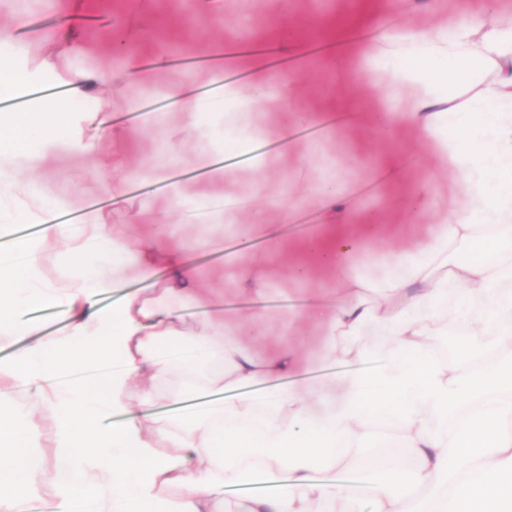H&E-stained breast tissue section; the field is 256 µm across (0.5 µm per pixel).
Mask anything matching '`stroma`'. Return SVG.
<instances>
[{
  "label": "stroma",
  "instance_id": "35a3bbf8",
  "mask_svg": "<svg viewBox=\"0 0 512 512\" xmlns=\"http://www.w3.org/2000/svg\"><path fill=\"white\" fill-rule=\"evenodd\" d=\"M270 0H193V15L185 17L182 0H111L108 9L94 24H87L86 14L74 11V0H0V34L8 35L12 45L23 54L22 70L49 76L67 83L80 73L88 82L66 100L57 102L55 111L42 115L45 126L55 127L59 115H67L69 126L58 129L56 138L43 137L27 130L22 148L12 152L8 166L15 171L36 172L38 191L28 194L17 189L0 190V224L36 223L43 204L51 203L96 223L108 225L118 239H130L132 251L113 272L119 285L140 288L141 295L161 299L168 277V265L157 262L151 274H143L137 249L159 243L168 256L193 260L201 288L189 295L172 299V306L183 311L195 327L207 324L223 328L247 314L253 306L263 308L261 337L248 349L260 360L278 355L283 342L299 347L296 370L289 385L318 384L330 374L346 378L371 371V360L326 358L329 328L316 327L304 320L305 310L317 302L333 300L335 281L322 269H315L308 279L291 277L287 268H269L262 275L266 283L257 295L242 285L240 269L263 253L265 235L253 223L260 200H267V224L279 232L284 248L297 249L304 241L320 233L323 208L311 192L314 175L340 177L352 185L373 186L369 200L354 212L357 223L386 222L396 227V239L370 238L350 254L364 278L378 282L382 261L394 249L396 240L420 253L435 245L443 236V220L449 210L463 199L460 181L442 176L448 166L435 137L425 135L406 124L396 127L399 141L410 149L401 158L399 171L376 164V154L387 146L370 130L347 125L340 111H329L327 104L336 88L354 80L362 96L359 110L403 114L412 111L424 93L421 86L401 84L386 91L387 74L379 59L381 49L402 55L415 49L409 33L432 26H445L457 19L469 0H435L434 8L405 7L399 23L380 40H357L360 56L352 72L340 64V52L317 61H306L301 48L288 49L292 61L288 71H271L273 91L262 104L246 113L240 123L204 122L198 100L180 101L178 107L160 112L155 121L129 134L117 132L99 136L90 117L93 112H127L139 101L169 94L176 81L165 66L171 51L204 55L216 50L234 54L238 44L236 30L245 25L262 28ZM288 9L300 23L301 36L317 34V20L350 13L352 0H288ZM38 21L52 15L66 21L71 36L62 40L37 38L35 31L22 32L13 25L16 14ZM140 57L142 76L130 84L106 85L113 73L122 71L127 54ZM331 112L334 121L319 137L291 135L280 150L262 156L258 163H245L225 177L223 168H211L202 179H186L166 184L170 168L193 170L204 166L211 154L224 149V139L237 137L241 144L281 142L280 129L287 114ZM81 145L69 146L70 137ZM139 178L158 183L159 188L137 197L129 194L128 181ZM431 180L429 205L407 212L413 181ZM122 198L121 207L90 209L92 201ZM300 195L299 210L307 225L283 229L279 209ZM243 199V206L225 209L228 199ZM202 212L199 223H187L186 210ZM213 229L212 248L223 249V259L199 260L197 239L205 229ZM0 402L14 405L29 428L32 448L45 465H53L49 441L51 408L35 390L16 386L0 393Z\"/></svg>",
  "mask_w": 512,
  "mask_h": 512
}]
</instances>
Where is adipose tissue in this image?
<instances>
[{
	"label": "adipose tissue",
	"instance_id": "1",
	"mask_svg": "<svg viewBox=\"0 0 512 512\" xmlns=\"http://www.w3.org/2000/svg\"><path fill=\"white\" fill-rule=\"evenodd\" d=\"M417 39L410 67L396 57L387 65L392 80L425 86L404 120L437 135L449 174L465 186L463 205L449 212L433 248L386 256L385 278L371 285L349 273L346 257L377 225L351 223L353 196L336 181H318L330 223L293 262L298 279L313 259L335 268V300L306 317L329 323L331 357L383 353L368 374L333 375L254 400L243 388L295 369L292 347L265 361L243 347L260 310L219 334L188 329L179 314L134 293L104 312L97 297L112 290L126 242L102 224L47 220L35 243L0 225V238H12L27 257L25 276L0 267V343L34 339L0 362V382L51 386L55 448V464L45 469L17 410L0 404V512H28L42 489L59 512H70L78 498L95 512H222L227 488L260 475L287 481L252 498L247 512H336L352 492L313 481L319 459L331 469L358 468L386 439L416 464L408 473L402 458H388L391 478L374 484L368 512H512V321H499L512 312V294L499 288L512 279V18L499 0H483L476 14ZM62 244L74 264H89L88 277H43L44 255ZM30 306L65 308L66 336L43 338L39 325L14 322V308ZM370 326L377 341L359 344ZM458 328L457 359L434 360L436 338ZM176 345L222 352L224 370L212 388L223 393V406L190 419L140 415L127 398L132 385L141 400L151 399L152 381L170 370L163 352ZM107 358L119 359L120 368L89 381L63 378ZM112 414L121 422L99 428L98 418ZM234 458L259 464L233 468Z\"/></svg>",
	"mask_w": 512,
	"mask_h": 512
}]
</instances>
